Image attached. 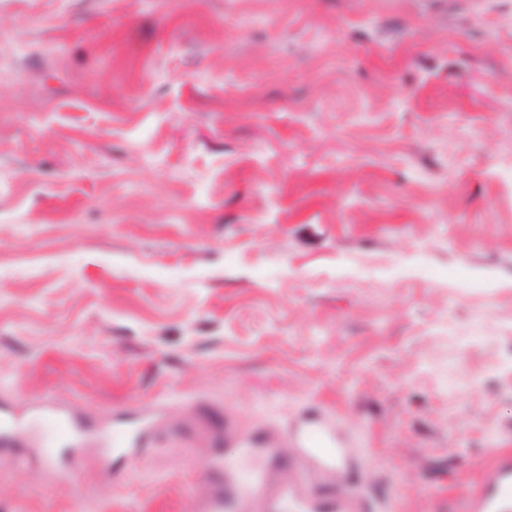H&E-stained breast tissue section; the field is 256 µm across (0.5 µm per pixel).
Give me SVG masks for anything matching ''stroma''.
Wrapping results in <instances>:
<instances>
[{
  "label": "stroma",
  "instance_id": "stroma-1",
  "mask_svg": "<svg viewBox=\"0 0 512 512\" xmlns=\"http://www.w3.org/2000/svg\"><path fill=\"white\" fill-rule=\"evenodd\" d=\"M155 409L118 478L0 451V512H185L213 422L309 410L379 512L512 453V0H0V400Z\"/></svg>",
  "mask_w": 512,
  "mask_h": 512
}]
</instances>
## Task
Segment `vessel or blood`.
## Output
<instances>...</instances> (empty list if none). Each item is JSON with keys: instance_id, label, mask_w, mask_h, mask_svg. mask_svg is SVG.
<instances>
[{"instance_id": "1", "label": "vessel or blood", "mask_w": 512, "mask_h": 512, "mask_svg": "<svg viewBox=\"0 0 512 512\" xmlns=\"http://www.w3.org/2000/svg\"><path fill=\"white\" fill-rule=\"evenodd\" d=\"M38 411L48 424L47 431L21 426L13 414L0 410V446L40 448L45 464L51 467L56 463L57 444L63 439L75 446L98 440L123 452L128 460L153 447L156 440L147 423L133 430H101L81 425L66 408L51 402L40 405ZM288 442L290 455L270 452L269 465L261 468L237 462L208 467L204 481L209 491L192 502L191 512H342V502L312 500L300 493L299 486L314 464L335 471L339 479L353 484L359 469L348 464L346 444L321 422L290 434ZM281 469L289 472V480L274 482V471ZM468 512H512L511 453L499 455L483 473Z\"/></svg>"}]
</instances>
